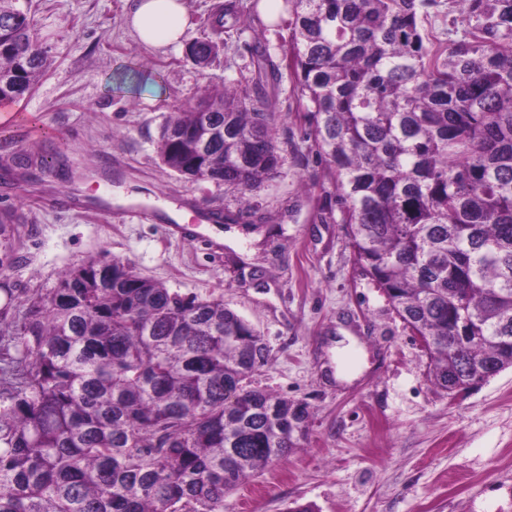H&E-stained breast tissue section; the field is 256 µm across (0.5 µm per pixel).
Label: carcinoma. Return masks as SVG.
I'll return each instance as SVG.
<instances>
[{
  "instance_id": "cac0c4a2",
  "label": "carcinoma",
  "mask_w": 512,
  "mask_h": 512,
  "mask_svg": "<svg viewBox=\"0 0 512 512\" xmlns=\"http://www.w3.org/2000/svg\"><path fill=\"white\" fill-rule=\"evenodd\" d=\"M259 2L216 4L187 54L210 65ZM432 2L282 0L283 57L255 41L258 77L171 113L157 150L179 177L246 197L282 165L266 85L287 68L354 261L446 392L512 368V0H452L463 39L446 48L421 25ZM48 66L30 7L0 0V101ZM10 223L0 216L3 277ZM3 292L0 512H224L307 427V405L252 386L269 349L221 297L105 257L44 295Z\"/></svg>"
}]
</instances>
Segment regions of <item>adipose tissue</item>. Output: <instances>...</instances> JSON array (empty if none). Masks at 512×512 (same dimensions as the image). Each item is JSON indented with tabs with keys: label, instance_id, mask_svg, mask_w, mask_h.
Masks as SVG:
<instances>
[{
	"label": "adipose tissue",
	"instance_id": "obj_1",
	"mask_svg": "<svg viewBox=\"0 0 512 512\" xmlns=\"http://www.w3.org/2000/svg\"><path fill=\"white\" fill-rule=\"evenodd\" d=\"M127 24L141 42L168 46L186 39L189 17L183 0H133Z\"/></svg>",
	"mask_w": 512,
	"mask_h": 512
}]
</instances>
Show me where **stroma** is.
<instances>
[{
    "label": "stroma",
    "mask_w": 512,
    "mask_h": 512,
    "mask_svg": "<svg viewBox=\"0 0 512 512\" xmlns=\"http://www.w3.org/2000/svg\"><path fill=\"white\" fill-rule=\"evenodd\" d=\"M130 0H31L51 64L0 129V211L16 218L13 279L54 288L102 254L183 295L220 297L263 336L270 362L253 386L305 403L287 457L224 497V512H512V369L466 395L434 387L430 361L384 292L353 263L323 161L306 139L290 76L268 85L284 158L243 208L236 191L189 182L158 157L160 126L199 90L255 69L252 31L225 39L207 68L184 46L153 48L127 28ZM25 154L26 168L12 159ZM98 183L77 188L44 169L51 156ZM136 192L153 221L126 215ZM231 222L214 240L199 213ZM265 217L246 231L249 215Z\"/></svg>",
    "instance_id": "obj_1"
}]
</instances>
